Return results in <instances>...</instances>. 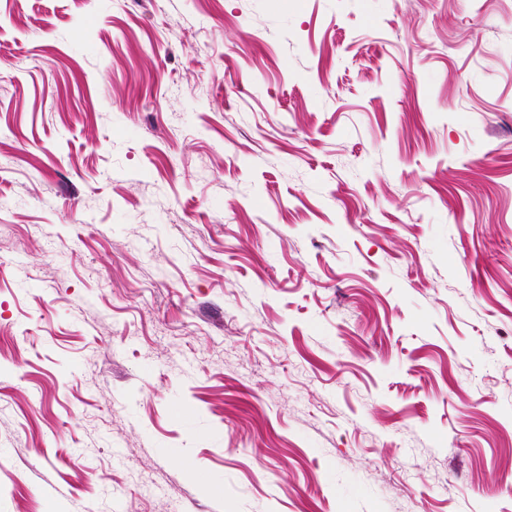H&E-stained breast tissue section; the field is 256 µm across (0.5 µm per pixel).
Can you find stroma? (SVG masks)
<instances>
[{
	"label": "stroma",
	"mask_w": 512,
	"mask_h": 512,
	"mask_svg": "<svg viewBox=\"0 0 512 512\" xmlns=\"http://www.w3.org/2000/svg\"><path fill=\"white\" fill-rule=\"evenodd\" d=\"M0 512H512V0H0Z\"/></svg>",
	"instance_id": "1"
}]
</instances>
